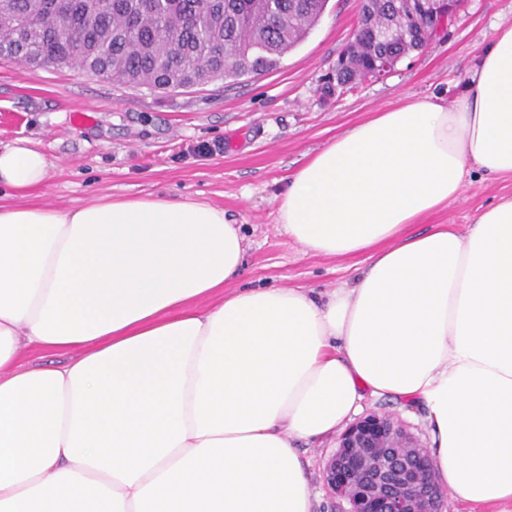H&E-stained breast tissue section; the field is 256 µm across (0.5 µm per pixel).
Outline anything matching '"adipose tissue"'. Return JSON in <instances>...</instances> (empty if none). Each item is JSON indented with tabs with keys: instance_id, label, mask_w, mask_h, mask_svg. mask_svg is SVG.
<instances>
[{
	"instance_id": "1",
	"label": "adipose tissue",
	"mask_w": 512,
	"mask_h": 512,
	"mask_svg": "<svg viewBox=\"0 0 512 512\" xmlns=\"http://www.w3.org/2000/svg\"><path fill=\"white\" fill-rule=\"evenodd\" d=\"M50 167L0 148L16 195ZM474 172L512 175V26L454 107L372 113L292 176L283 233L363 259L332 292L228 291L244 237L207 203L0 204V512H313L298 444L369 396L424 411L452 499L512 512V199L408 230ZM27 346L78 355L25 367Z\"/></svg>"
}]
</instances>
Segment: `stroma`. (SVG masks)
Returning <instances> with one entry per match:
<instances>
[{
  "label": "stroma",
  "mask_w": 512,
  "mask_h": 512,
  "mask_svg": "<svg viewBox=\"0 0 512 512\" xmlns=\"http://www.w3.org/2000/svg\"><path fill=\"white\" fill-rule=\"evenodd\" d=\"M360 0H329L320 21L276 69L217 79L172 92L108 82L79 67H36L0 58V146L29 139L51 162L38 203L62 210L103 196L159 195L223 208L248 247L233 288L303 287L325 293L349 281L350 259L318 256L277 224L278 198L296 170L370 113L427 96L454 104L476 57L497 28L512 26V0H463L459 16L427 49L401 59L385 79H363L331 97L322 87L359 19ZM92 111L73 125L71 115ZM200 143L223 153L194 155ZM512 198V176H477L426 220L466 229ZM336 448L302 446L316 493L315 512H331L324 466Z\"/></svg>",
  "instance_id": "1"
}]
</instances>
